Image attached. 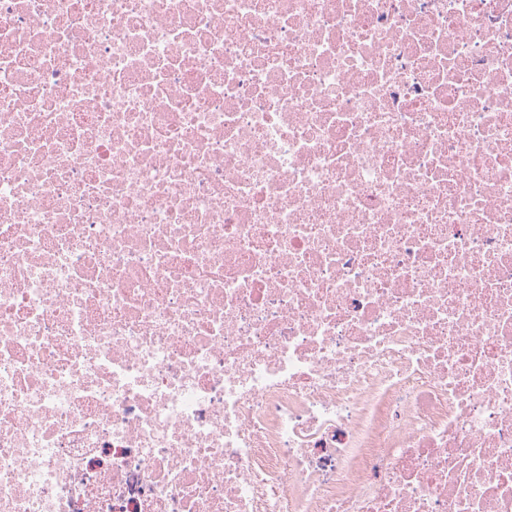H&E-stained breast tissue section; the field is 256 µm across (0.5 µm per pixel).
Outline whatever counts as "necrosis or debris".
Segmentation results:
<instances>
[{"instance_id":"necrosis-or-debris-1","label":"necrosis or debris","mask_w":512,"mask_h":512,"mask_svg":"<svg viewBox=\"0 0 512 512\" xmlns=\"http://www.w3.org/2000/svg\"><path fill=\"white\" fill-rule=\"evenodd\" d=\"M0 512H512V0H0Z\"/></svg>"}]
</instances>
